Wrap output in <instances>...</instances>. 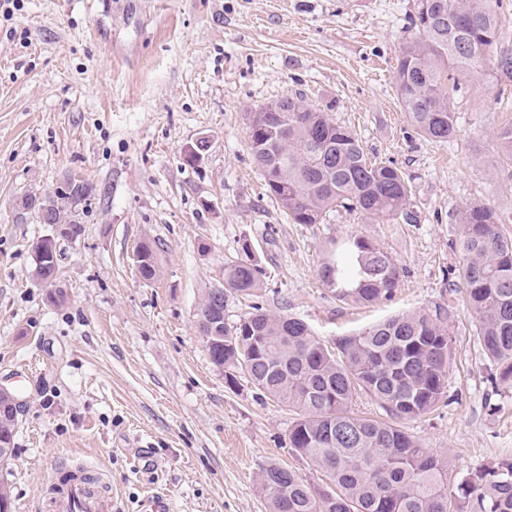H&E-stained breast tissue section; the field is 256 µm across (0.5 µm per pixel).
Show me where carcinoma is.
Masks as SVG:
<instances>
[{
  "label": "carcinoma",
  "mask_w": 512,
  "mask_h": 512,
  "mask_svg": "<svg viewBox=\"0 0 512 512\" xmlns=\"http://www.w3.org/2000/svg\"><path fill=\"white\" fill-rule=\"evenodd\" d=\"M502 0H415L396 67L398 99L421 137L455 135L450 84L456 74L478 78L477 64L498 41ZM275 116L249 113L248 139L267 192L295 224H319L341 207L375 220L411 218L409 185L391 162L369 156L362 142L303 94L281 98ZM66 195L30 193L18 208L41 224H79L88 182L69 175ZM460 250L467 303L492 362L493 388L512 389V238L484 204L460 216ZM251 255L224 265V284L211 289L197 316L211 362L227 381L244 375L297 419L288 430L295 456L320 468L330 484H307L275 463L261 467L269 512H512V458L469 472L448 491V466L405 430L403 423L432 411L448 383L453 348L450 312L402 313L329 345L298 318L261 306L230 325L224 300L261 288ZM318 278L341 302L370 305L389 299L400 268L368 239L351 235L322 262ZM366 396L389 420L357 416L353 400ZM14 396L0 392V445L11 448L17 425Z\"/></svg>",
  "instance_id": "obj_1"
}]
</instances>
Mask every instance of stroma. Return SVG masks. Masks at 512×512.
I'll return each instance as SVG.
<instances>
[{"label": "stroma", "mask_w": 512, "mask_h": 512, "mask_svg": "<svg viewBox=\"0 0 512 512\" xmlns=\"http://www.w3.org/2000/svg\"><path fill=\"white\" fill-rule=\"evenodd\" d=\"M413 0H24L0 14V390L17 398L14 456L0 468L15 512H39L60 464L104 470L121 512L159 493L173 512H269L259 469L312 485L326 474L288 446L294 413L246 379L230 385L198 334L197 313L224 264L251 252L263 287L228 296L233 324L253 305L306 322L326 343L395 314L451 311L453 359L435 410L408 431L460 477L512 458V390L493 370L464 302L459 217L493 208L512 236V156L497 134L512 102L495 57L460 76L457 127L418 136L396 91ZM302 91L410 183L409 219L343 209L295 224L266 191L247 137L251 108ZM198 167L183 149L200 135ZM80 175L93 187L76 234L20 211ZM402 270L391 299L336 300L317 269L347 235ZM54 237L58 279L34 275ZM152 243L157 277L134 262ZM158 466L137 469L142 453Z\"/></svg>", "instance_id": "stroma-1"}]
</instances>
